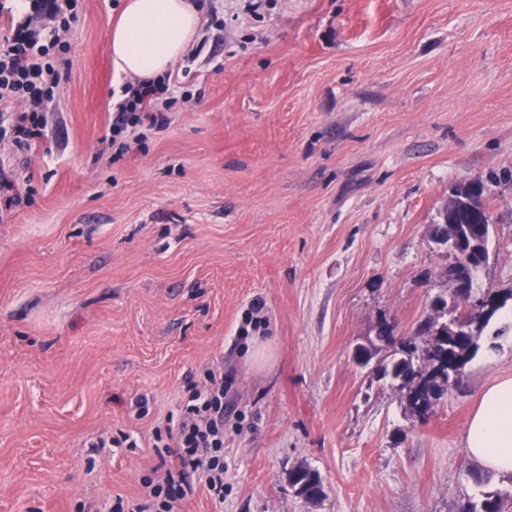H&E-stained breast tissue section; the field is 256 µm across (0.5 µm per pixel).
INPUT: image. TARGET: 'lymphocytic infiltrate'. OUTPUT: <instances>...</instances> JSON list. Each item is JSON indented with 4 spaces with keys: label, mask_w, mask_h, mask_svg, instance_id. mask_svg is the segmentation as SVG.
<instances>
[{
    "label": "lymphocytic infiltrate",
    "mask_w": 512,
    "mask_h": 512,
    "mask_svg": "<svg viewBox=\"0 0 512 512\" xmlns=\"http://www.w3.org/2000/svg\"><path fill=\"white\" fill-rule=\"evenodd\" d=\"M20 18L10 20L0 37V139L26 152L44 136L43 114L68 80L71 33L78 21V0H17ZM110 139L127 152L129 132L139 126L163 128L178 98L170 77L126 83ZM208 386L190 390L175 432L162 438L174 449L170 469L145 480L143 503L116 499L112 512H173L196 487L224 495V373L206 372Z\"/></svg>",
    "instance_id": "1"
}]
</instances>
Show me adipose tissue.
<instances>
[{"mask_svg": "<svg viewBox=\"0 0 512 512\" xmlns=\"http://www.w3.org/2000/svg\"><path fill=\"white\" fill-rule=\"evenodd\" d=\"M200 23L192 0H123L107 32L116 73L157 79L186 53ZM465 448L485 470L512 473V376L482 392L466 426Z\"/></svg>", "mask_w": 512, "mask_h": 512, "instance_id": "adipose-tissue-1", "label": "adipose tissue"}]
</instances>
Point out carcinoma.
<instances>
[{
    "instance_id": "cac0c4a2",
    "label": "carcinoma",
    "mask_w": 512,
    "mask_h": 512,
    "mask_svg": "<svg viewBox=\"0 0 512 512\" xmlns=\"http://www.w3.org/2000/svg\"><path fill=\"white\" fill-rule=\"evenodd\" d=\"M475 196L479 209L471 211L464 206L446 208V217L430 228L432 242L448 243V234L462 224H486L491 220L492 210L486 200L482 183H475ZM507 302L496 305L489 311L470 309L464 302L452 303L437 295L430 304V312L419 319L412 331L400 341L393 338V329L382 321L376 330L377 342L399 349L377 360L374 371L378 378L390 382L400 392V403L412 414L424 420L435 401L451 388L460 385L466 366L479 351L481 338L496 316L506 308ZM470 321L472 334L457 342H448V314ZM462 360L457 376H448V358ZM316 471L299 465L288 473L289 481L301 487L300 494L306 499L319 500L324 495L323 485L314 478ZM458 512H512V491L495 489L482 492L476 502L463 503Z\"/></svg>"
}]
</instances>
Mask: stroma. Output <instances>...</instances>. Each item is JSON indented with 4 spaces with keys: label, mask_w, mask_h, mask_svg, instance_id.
Instances as JSON below:
<instances>
[{
    "label": "stroma",
    "mask_w": 512,
    "mask_h": 512,
    "mask_svg": "<svg viewBox=\"0 0 512 512\" xmlns=\"http://www.w3.org/2000/svg\"><path fill=\"white\" fill-rule=\"evenodd\" d=\"M119 4L82 0L44 139L0 144L32 193L0 217V512L139 497L155 427L207 367L232 381L224 499L200 487L176 512L480 500L464 431L512 376V319L424 420L352 352L448 293L453 257L429 230L459 182H484L493 207L474 288H512V179H495L512 172V0H200L173 67L186 99L120 157L103 141ZM298 465L318 501L289 485ZM317 472L305 465H299L288 473V479L294 484H300L301 490L298 492L306 499L314 501L319 500L324 495L323 485L314 478Z\"/></svg>",
    "instance_id": "1"
}]
</instances>
